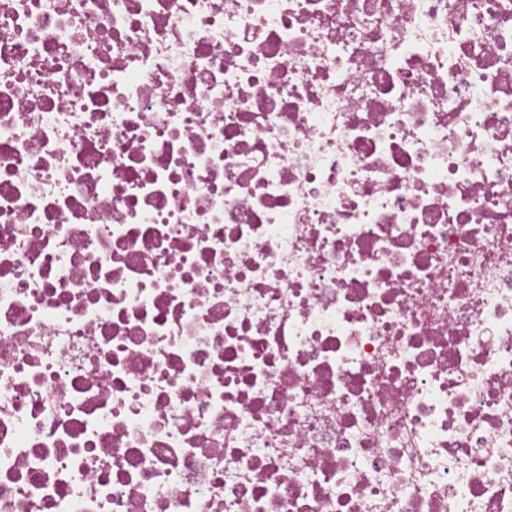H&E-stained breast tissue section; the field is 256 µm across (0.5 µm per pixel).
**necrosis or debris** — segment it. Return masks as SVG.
<instances>
[{"mask_svg": "<svg viewBox=\"0 0 512 512\" xmlns=\"http://www.w3.org/2000/svg\"><path fill=\"white\" fill-rule=\"evenodd\" d=\"M0 512H512V0H0Z\"/></svg>", "mask_w": 512, "mask_h": 512, "instance_id": "necrosis-or-debris-1", "label": "necrosis or debris"}]
</instances>
